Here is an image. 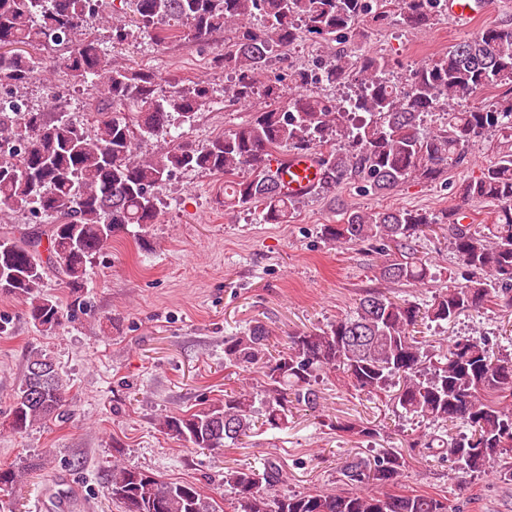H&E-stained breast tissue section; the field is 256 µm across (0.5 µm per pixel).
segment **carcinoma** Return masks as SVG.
Listing matches in <instances>:
<instances>
[{
	"label": "carcinoma",
	"mask_w": 512,
	"mask_h": 512,
	"mask_svg": "<svg viewBox=\"0 0 512 512\" xmlns=\"http://www.w3.org/2000/svg\"><path fill=\"white\" fill-rule=\"evenodd\" d=\"M91 0H0V87L28 82L42 60L36 53L52 42L68 55L61 65L71 80L102 86L92 121L63 112L22 115L0 111V145H22L0 157V207L29 213L34 225L0 233V295L19 299L43 334L56 332L64 314L45 291L49 275L70 289L72 315L84 312L87 268L119 232L136 226L147 232L158 223L156 189L176 173L198 170L224 174V206L247 208L263 224H286L300 198L288 195L269 164L310 152L322 168L310 196H327L348 180L374 195L392 193L410 179L435 180L467 161L468 151L491 131H512V26H486L440 55L415 67L403 86L389 60L365 52L358 42L361 22L425 30L438 16L439 0H399L391 11L382 0H126L130 22L156 47L176 38L204 40L228 31L224 42L227 84L224 98L235 105L265 97L264 107L242 125L202 144L182 141L178 130L192 127L210 104L209 86L159 93L154 73L112 63L95 36L83 32ZM340 47L288 74L287 95L264 81L286 49L304 35ZM355 87L353 107L364 120L350 125L345 100L313 91L317 82ZM508 86L489 106L460 109L468 92ZM136 112H123L127 104ZM437 117L427 133L420 126ZM164 143L151 155L139 152L150 140ZM249 170V177L236 179ZM464 200L496 203L490 224H462L457 211H379L347 208L321 236L344 244L377 243L384 281L426 284L427 261L414 243L441 233L454 245L458 262L480 277L436 294L425 308L379 292L359 299L355 311L325 329L290 337L288 348L268 352L269 331L256 323L245 336L224 342L230 367L259 370L260 391L241 388L198 411L167 416L160 429L199 450H222L258 433V424L288 425L294 401H315L317 371L339 370L360 390L384 395L403 413L441 425L462 424L469 433L452 440L417 438L409 451L437 456L448 451L472 472L486 470L497 449L512 448V352L491 357L474 340H455L443 353L426 348L415 329L427 322H453L487 302H512V146L499 153L477 178L459 186ZM64 380L55 360L35 352L6 415L10 428L24 433L38 424L64 419ZM336 431L356 440L378 429L362 421H338ZM51 459L0 467V492L15 493ZM409 459L389 448L371 458L356 457L339 470L343 488L334 492L278 493L283 470L271 461L263 470L224 474L230 496L215 497L187 482L164 481L125 465L112 467L108 494L124 512H448V501L428 493L396 492L383 497L365 485L399 484Z\"/></svg>",
	"instance_id": "carcinoma-1"
}]
</instances>
